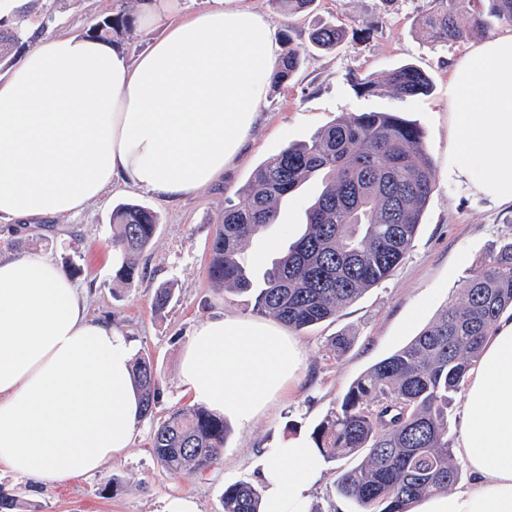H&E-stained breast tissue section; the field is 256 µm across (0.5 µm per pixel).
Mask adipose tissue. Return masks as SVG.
<instances>
[{
	"label": "adipose tissue",
	"mask_w": 512,
	"mask_h": 512,
	"mask_svg": "<svg viewBox=\"0 0 512 512\" xmlns=\"http://www.w3.org/2000/svg\"><path fill=\"white\" fill-rule=\"evenodd\" d=\"M0 78V220L80 213L117 184L162 200L220 176L258 118L278 62L265 21L215 0L131 58L71 31L31 34ZM459 136L449 181L512 203V33L478 45L448 85ZM305 349L276 321L216 315L182 351L192 402L245 428L301 378ZM130 345L92 320L44 255L0 257V468L53 486L101 470L142 418ZM457 456L469 483L408 512H512V319L498 322L463 393ZM324 463L309 437L269 449L260 512H310Z\"/></svg>",
	"instance_id": "obj_1"
}]
</instances>
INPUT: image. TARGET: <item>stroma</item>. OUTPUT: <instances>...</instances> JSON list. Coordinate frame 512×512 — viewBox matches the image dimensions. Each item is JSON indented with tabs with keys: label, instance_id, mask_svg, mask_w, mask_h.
<instances>
[{
	"label": "stroma",
	"instance_id": "obj_1",
	"mask_svg": "<svg viewBox=\"0 0 512 512\" xmlns=\"http://www.w3.org/2000/svg\"><path fill=\"white\" fill-rule=\"evenodd\" d=\"M139 2L24 0L26 25L49 33L73 27L84 31L119 11L137 16ZM240 4L264 17L278 46L290 42L299 47L302 62L289 84L270 87L257 126L217 181L175 203L120 188L109 200L79 214L13 222L0 233V256L40 253L72 268L78 288L91 298V316L109 320L130 342L133 356L150 358L160 390L154 417L142 419L130 448L97 474L37 490L28 479L0 471V493L18 498L30 512H170L181 499L192 500L197 512H223L225 486L254 481L265 449L292 434H311L330 418L356 378L434 320L449 299L460 296L469 269L495 244L512 239L511 204H489L444 177L458 133L448 84L460 59L482 41V34L456 44L429 40L421 29L429 0H314L308 12L295 17L281 13L274 0ZM324 23L346 32L336 48L320 49L308 40L311 30ZM403 63L428 75V93L399 98L383 87L356 93V79L380 82ZM382 111L399 113L421 126L439 175L403 264L340 310L335 320L299 333L308 353L304 379L255 426L230 429L211 469L169 474L157 462L151 438L157 420L191 403L177 380L184 345L201 321L216 314L255 315L251 299L224 291L207 275L209 245L226 199L249 182L263 160L309 140L341 113ZM322 188L321 181L313 179L283 197L278 224L246 243L242 259L254 277H262L304 232L306 211ZM122 203L146 206L159 218L151 245L138 259L141 275L130 285L117 280L120 257L112 249V210ZM161 288L170 289L171 297L159 310L154 297ZM338 335L351 341L341 354L332 344ZM353 464L350 458L326 464L311 512H352L350 502L335 493L334 483L338 472ZM112 478L117 481L113 487L108 484Z\"/></svg>",
	"mask_w": 512,
	"mask_h": 512
}]
</instances>
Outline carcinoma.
<instances>
[{"label":"carcinoma","mask_w":512,"mask_h":512,"mask_svg":"<svg viewBox=\"0 0 512 512\" xmlns=\"http://www.w3.org/2000/svg\"><path fill=\"white\" fill-rule=\"evenodd\" d=\"M290 15L314 0H274ZM21 16L0 19V46L23 40ZM512 25V0H430L422 29L441 42H457L493 23ZM125 13L103 18L88 34L122 38L133 29ZM345 30L327 24L310 34L320 49H333ZM301 63L290 47L278 60L276 85L288 82ZM391 91L411 97L430 90L428 76L411 64L387 74ZM324 188L307 210L304 233L255 283L240 255L244 243L278 222V203L312 176ZM436 188V168L421 127L397 112L342 114L309 142L262 161L236 198L209 248L207 273L226 290L250 295L257 313L295 330L336 317L368 289L393 275L415 240L424 207ZM112 247L122 256L116 277H138L132 257L152 242L157 215L136 203L112 211ZM512 310V241L492 249L465 280L461 298L406 346L371 366L344 394L339 409L311 433L325 461L359 457L341 471L335 491L355 512H406L418 499L441 492L461 476L448 440V409L483 343ZM143 416L159 399L154 366L142 357L133 366ZM226 435L224 417L202 406L177 410L159 421L152 439L155 457L172 475L204 471L218 460ZM261 490L247 481L224 487V512H260Z\"/></svg>","instance_id":"cac0c4a2"}]
</instances>
